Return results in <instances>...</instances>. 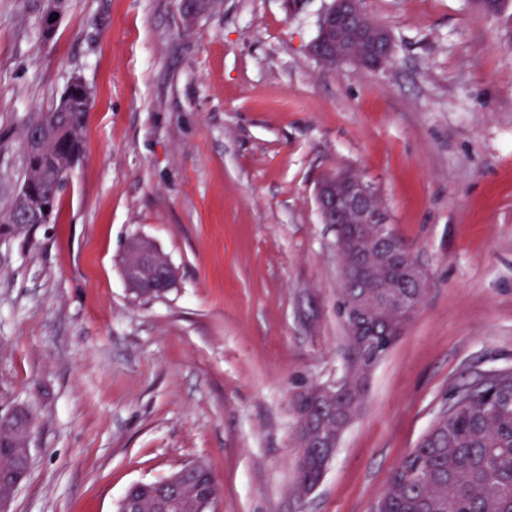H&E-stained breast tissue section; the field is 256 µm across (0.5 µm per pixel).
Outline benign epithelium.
<instances>
[{
  "label": "benign epithelium",
  "mask_w": 512,
  "mask_h": 512,
  "mask_svg": "<svg viewBox=\"0 0 512 512\" xmlns=\"http://www.w3.org/2000/svg\"><path fill=\"white\" fill-rule=\"evenodd\" d=\"M330 13L341 23L323 26L319 44L312 46L313 54L322 61H338L346 49L354 48L348 60L368 69L376 70L392 58V42L385 40L387 31L373 22L363 8V0H333ZM18 194L26 201L20 213V230H30L34 225L49 223L51 202L36 190L34 181L28 179L19 187ZM316 200L322 222L336 231V254L341 289L348 293L344 309L350 335H358L357 326L376 319L390 325L394 336L404 335L420 305L416 295L391 294L376 307L366 301L361 288H381L385 274L397 265L412 260L408 248L390 223L389 215L378 195L367 181L351 170L336 174L332 180H323L316 191ZM124 279L130 290L142 297L156 291L169 292L176 281V271L156 245L145 238H138L128 247L122 259ZM351 369H346L334 384L318 386L307 392V400L321 408L336 404V396L349 380ZM313 408L305 407L299 416L300 433L305 443L316 444L315 434L323 426L313 421ZM21 424H16V421ZM18 425L22 435L19 463L30 469L32 456L30 437L35 424L31 412H21L20 405L8 410L0 409V428ZM25 479L19 468L0 474V485L8 491L0 495V512H8L14 492ZM215 495L212 485L201 481L190 484L177 471L163 481L138 482L129 487L118 502L117 512H142L150 507L154 512H185L195 505L194 512H208Z\"/></svg>",
  "instance_id": "7a95c632"
}]
</instances>
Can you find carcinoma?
Listing matches in <instances>:
<instances>
[{
  "instance_id": "carcinoma-1",
  "label": "carcinoma",
  "mask_w": 512,
  "mask_h": 512,
  "mask_svg": "<svg viewBox=\"0 0 512 512\" xmlns=\"http://www.w3.org/2000/svg\"><path fill=\"white\" fill-rule=\"evenodd\" d=\"M87 109L80 101L66 112L40 115V148L61 163L77 161ZM21 202L0 218V234H11ZM367 380L352 384L341 406L354 416ZM382 512H512V400L471 385L435 422V431L404 457L379 496Z\"/></svg>"
}]
</instances>
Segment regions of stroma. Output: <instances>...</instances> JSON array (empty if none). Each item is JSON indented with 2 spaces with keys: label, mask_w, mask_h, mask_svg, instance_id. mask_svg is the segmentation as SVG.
<instances>
[{
  "label": "stroma",
  "mask_w": 512,
  "mask_h": 512,
  "mask_svg": "<svg viewBox=\"0 0 512 512\" xmlns=\"http://www.w3.org/2000/svg\"><path fill=\"white\" fill-rule=\"evenodd\" d=\"M332 0H0V213L21 131L73 80L83 151L51 224L0 243V406L36 417L10 512H116L186 464L210 512H369L461 387L512 371V0H364L378 70L311 52ZM371 183L426 275L315 493H296L297 396L335 382L348 340L335 231L316 186ZM153 240L160 298L121 258ZM122 271L129 290L141 297H149L157 290L168 293L176 281L173 265L145 238L130 244L122 259Z\"/></svg>",
  "instance_id": "stroma-1"
}]
</instances>
